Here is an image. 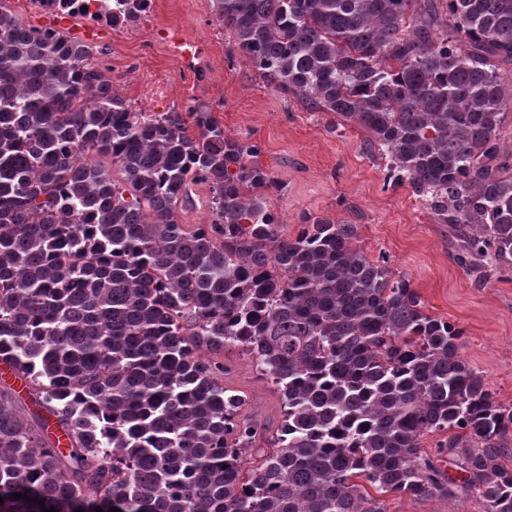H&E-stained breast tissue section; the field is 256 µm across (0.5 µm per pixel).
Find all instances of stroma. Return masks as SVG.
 Instances as JSON below:
<instances>
[{"label":"stroma","instance_id":"obj_1","mask_svg":"<svg viewBox=\"0 0 512 512\" xmlns=\"http://www.w3.org/2000/svg\"><path fill=\"white\" fill-rule=\"evenodd\" d=\"M232 46L211 0H151L139 22L98 27L92 44L113 92L133 111L185 114L205 105L226 135L261 146L257 162L278 185L271 204L280 234L295 235L305 215L356 225L358 246L406 277L427 315L464 329L462 357L512 405V271L486 281L466 273L447 225L409 187L386 182L384 161L363 154V132L352 124L329 131L330 114L265 87ZM224 386L244 398L242 412L257 420L268 447L283 417L276 386L238 347L224 350ZM380 502L385 512H483L466 494H386Z\"/></svg>","mask_w":512,"mask_h":512}]
</instances>
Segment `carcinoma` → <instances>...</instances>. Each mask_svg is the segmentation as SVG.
Wrapping results in <instances>:
<instances>
[{
    "mask_svg": "<svg viewBox=\"0 0 512 512\" xmlns=\"http://www.w3.org/2000/svg\"><path fill=\"white\" fill-rule=\"evenodd\" d=\"M212 3L266 87L365 132L462 266L512 268V0ZM92 58L0 4V362L27 386L0 388V512H384L364 482L512 512V406L461 358L464 330L354 247L356 225L280 235L257 143L204 106L195 135L132 111ZM197 181L213 219L190 228ZM226 346L284 402L249 470ZM446 430L459 480L420 453Z\"/></svg>",
    "mask_w": 512,
    "mask_h": 512,
    "instance_id": "carcinoma-1",
    "label": "carcinoma"
}]
</instances>
